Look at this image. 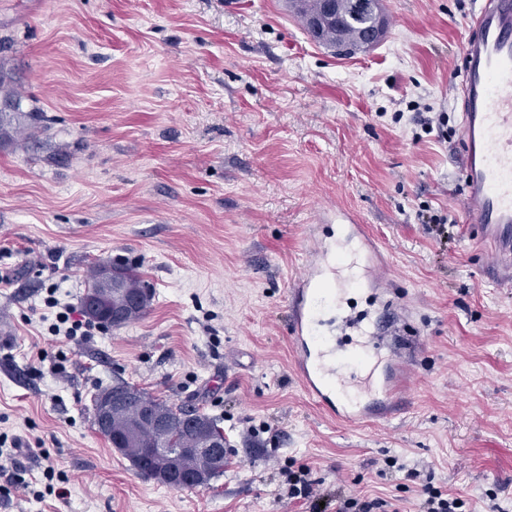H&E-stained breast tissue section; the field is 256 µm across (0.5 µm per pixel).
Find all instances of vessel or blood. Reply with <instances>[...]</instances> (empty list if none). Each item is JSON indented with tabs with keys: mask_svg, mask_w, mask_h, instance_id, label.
<instances>
[{
	"mask_svg": "<svg viewBox=\"0 0 512 512\" xmlns=\"http://www.w3.org/2000/svg\"><path fill=\"white\" fill-rule=\"evenodd\" d=\"M463 78L460 169L470 223L478 227L477 247L486 253L487 272L512 278V0H481L468 21L461 47ZM359 247L344 255L332 244L314 243L288 292L289 343L300 384L316 404L344 422L389 419L406 412L410 367L386 355L368 325L342 344L323 335L327 309L341 301L326 282L360 267L368 286L380 284L378 246L362 224L347 227Z\"/></svg>",
	"mask_w": 512,
	"mask_h": 512,
	"instance_id": "obj_1",
	"label": "vessel or blood"
}]
</instances>
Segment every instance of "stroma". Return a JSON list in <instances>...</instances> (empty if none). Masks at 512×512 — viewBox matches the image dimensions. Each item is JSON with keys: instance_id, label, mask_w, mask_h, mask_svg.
<instances>
[{"instance_id": "35a3bbf8", "label": "stroma", "mask_w": 512, "mask_h": 512, "mask_svg": "<svg viewBox=\"0 0 512 512\" xmlns=\"http://www.w3.org/2000/svg\"><path fill=\"white\" fill-rule=\"evenodd\" d=\"M288 0H0V37L39 137L0 147V438L34 493L0 512H306L284 472L319 490L418 512L423 484L512 512V284L488 279L466 221L453 92L474 0H382L381 42L319 44ZM453 132L414 140L416 113ZM448 212L447 236L416 220ZM381 251L392 324L416 336L406 414L349 426L292 368L288 290L337 210ZM136 264L140 319L51 335L48 289L80 308L91 266ZM62 358L65 376L34 363ZM122 379L220 419L209 488L143 478L95 429ZM67 478L59 499L43 471Z\"/></svg>"}]
</instances>
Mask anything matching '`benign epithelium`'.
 Here are the masks:
<instances>
[{
  "instance_id": "benign-epithelium-1",
  "label": "benign epithelium",
  "mask_w": 512,
  "mask_h": 512,
  "mask_svg": "<svg viewBox=\"0 0 512 512\" xmlns=\"http://www.w3.org/2000/svg\"><path fill=\"white\" fill-rule=\"evenodd\" d=\"M97 279L99 287L103 288V293H92L87 297L86 309L90 315L99 321L116 326L140 310L142 298L138 296H128L123 303L113 307L105 304L104 293L118 289L122 284V278L116 270L112 269V263L101 264ZM125 407L136 408L141 419L150 426L162 431L166 429V411L148 392L117 382L99 393L96 405V423L99 432L110 433L112 411ZM184 431L193 438L195 447L175 450L155 443L147 448L143 446V441L135 431L118 439L116 447L120 451L128 448L142 449L141 457L134 460V466L141 468L145 462H150V479L159 484L169 483L172 475L179 473L182 476L180 488H205L209 486L213 474L223 467L227 449L212 437L209 423L204 417L198 415L186 417Z\"/></svg>"
}]
</instances>
